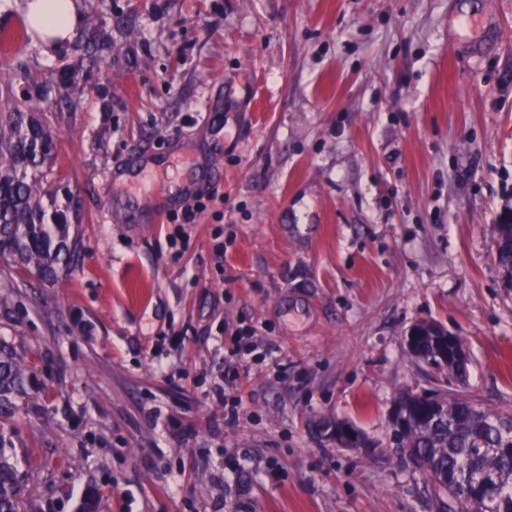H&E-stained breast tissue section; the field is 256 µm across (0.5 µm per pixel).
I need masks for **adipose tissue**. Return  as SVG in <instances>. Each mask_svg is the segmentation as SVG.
Masks as SVG:
<instances>
[{"instance_id": "obj_1", "label": "adipose tissue", "mask_w": 512, "mask_h": 512, "mask_svg": "<svg viewBox=\"0 0 512 512\" xmlns=\"http://www.w3.org/2000/svg\"><path fill=\"white\" fill-rule=\"evenodd\" d=\"M23 9L35 35L50 52L67 43L78 18L75 0H26Z\"/></svg>"}]
</instances>
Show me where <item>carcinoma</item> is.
Listing matches in <instances>:
<instances>
[{"label": "carcinoma", "instance_id": "obj_1", "mask_svg": "<svg viewBox=\"0 0 512 512\" xmlns=\"http://www.w3.org/2000/svg\"><path fill=\"white\" fill-rule=\"evenodd\" d=\"M0 72V85L12 111L0 114V260L35 269L50 281L75 253L70 225L51 213L42 193L43 168L52 157V136L27 111L29 98L12 94V71ZM497 263L512 287V226L499 228ZM31 367L17 360L0 339V417L29 396ZM410 424L395 433L396 447L418 472L436 512H512V411L453 394L434 416L403 393ZM0 512H26L22 483L13 464L0 456Z\"/></svg>", "mask_w": 512, "mask_h": 512}]
</instances>
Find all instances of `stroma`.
Returning a JSON list of instances; mask_svg holds the SVG:
<instances>
[{
  "label": "stroma",
  "mask_w": 512,
  "mask_h": 512,
  "mask_svg": "<svg viewBox=\"0 0 512 512\" xmlns=\"http://www.w3.org/2000/svg\"><path fill=\"white\" fill-rule=\"evenodd\" d=\"M21 5L0 67L27 65L77 248L52 282L0 262V338L35 372L0 451L30 512H431L390 420L431 386L409 329L460 336L466 391L512 411V0H78L53 56ZM501 224H510L499 228L497 240V263L505 271L506 280L512 288V221Z\"/></svg>",
  "instance_id": "1"
}]
</instances>
